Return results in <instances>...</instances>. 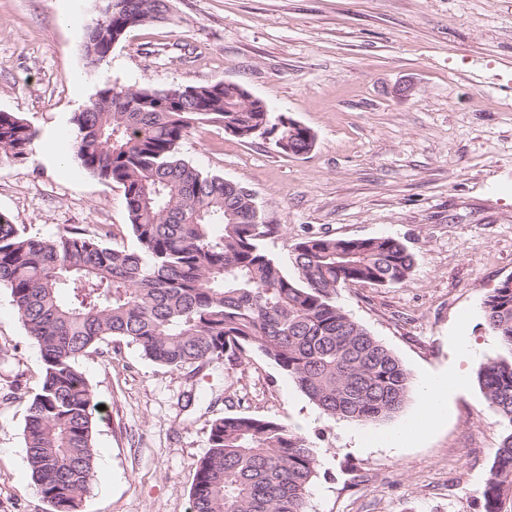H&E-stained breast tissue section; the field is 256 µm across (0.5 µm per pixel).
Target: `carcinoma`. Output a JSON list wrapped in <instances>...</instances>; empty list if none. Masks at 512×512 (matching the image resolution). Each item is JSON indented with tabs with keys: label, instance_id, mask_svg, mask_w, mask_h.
Instances as JSON below:
<instances>
[{
	"label": "carcinoma",
	"instance_id": "obj_1",
	"mask_svg": "<svg viewBox=\"0 0 512 512\" xmlns=\"http://www.w3.org/2000/svg\"><path fill=\"white\" fill-rule=\"evenodd\" d=\"M82 50L100 64L127 34L164 20L170 0H102ZM74 160L123 188L135 249L73 227L53 238L0 214V288L38 347L43 378L23 427L33 488L50 512H80L95 476L93 395L79 359L109 338L173 368L240 359L252 349L325 414L363 425L399 413L413 393L399 358L336 302L353 284L403 282L413 254L393 237L307 238L294 274L261 246L265 224L245 186L204 173L181 153L195 128L268 134L280 153L311 146L307 129L270 123L266 103L232 82L165 88L106 83L71 118ZM36 131L0 111V162H21ZM503 354L478 382L505 433L481 491L484 512H512V277L484 302ZM317 475L309 441L272 420L214 419L190 493L191 512H307Z\"/></svg>",
	"mask_w": 512,
	"mask_h": 512
}]
</instances>
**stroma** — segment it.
Segmentation results:
<instances>
[{
  "mask_svg": "<svg viewBox=\"0 0 512 512\" xmlns=\"http://www.w3.org/2000/svg\"><path fill=\"white\" fill-rule=\"evenodd\" d=\"M99 0H0V111L36 130L24 161L0 164V214L49 238L77 226L134 248L123 190L56 163L46 137L106 83H238L273 116L310 128L314 148L191 131L182 152L251 189L288 263L314 236L393 237L414 254L408 278L347 285L338 305L412 378L464 374L448 416L406 448L357 447L359 425L324 415L262 353L170 368L120 339L80 358L93 391V488L81 512H190L211 422L277 421L311 442L308 512H483L481 490L503 426L477 381L502 352L483 302L512 276V0H170V18L132 30L106 62L82 51ZM413 83L407 97L397 86ZM467 337L475 351L456 349ZM42 361L0 288V512H49L23 441Z\"/></svg>",
  "mask_w": 512,
  "mask_h": 512,
  "instance_id": "stroma-1",
  "label": "stroma"
}]
</instances>
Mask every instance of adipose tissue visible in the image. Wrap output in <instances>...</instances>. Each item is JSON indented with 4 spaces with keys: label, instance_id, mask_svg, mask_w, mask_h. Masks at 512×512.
Instances as JSON below:
<instances>
[{
    "label": "adipose tissue",
    "instance_id": "obj_1",
    "mask_svg": "<svg viewBox=\"0 0 512 512\" xmlns=\"http://www.w3.org/2000/svg\"><path fill=\"white\" fill-rule=\"evenodd\" d=\"M461 383L462 379L458 376L450 381L438 376L423 379L419 383V413L400 429L389 434L360 433L356 439L357 446L384 443L389 447L399 448L406 443L423 439L430 429L447 415L449 386H458Z\"/></svg>",
    "mask_w": 512,
    "mask_h": 512
}]
</instances>
